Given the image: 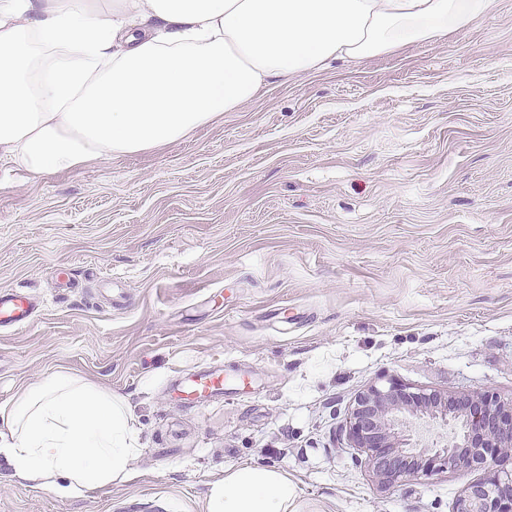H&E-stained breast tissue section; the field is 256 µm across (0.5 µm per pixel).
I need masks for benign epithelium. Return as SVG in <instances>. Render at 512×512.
Masks as SVG:
<instances>
[{
  "label": "benign epithelium",
  "instance_id": "benign-epithelium-1",
  "mask_svg": "<svg viewBox=\"0 0 512 512\" xmlns=\"http://www.w3.org/2000/svg\"><path fill=\"white\" fill-rule=\"evenodd\" d=\"M408 417L459 420V438L442 448L404 449L395 427ZM347 427L351 447L366 453L365 463L384 489L448 470L483 468L485 448L491 455L512 456V402L489 394L449 398L435 391L411 392L393 381L386 388L372 385L356 398ZM455 512H512V471L469 483Z\"/></svg>",
  "mask_w": 512,
  "mask_h": 512
}]
</instances>
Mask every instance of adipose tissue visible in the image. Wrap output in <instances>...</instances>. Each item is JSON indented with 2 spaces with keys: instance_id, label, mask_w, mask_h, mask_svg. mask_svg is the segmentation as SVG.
<instances>
[{
  "instance_id": "ef3b65f1",
  "label": "adipose tissue",
  "mask_w": 512,
  "mask_h": 512,
  "mask_svg": "<svg viewBox=\"0 0 512 512\" xmlns=\"http://www.w3.org/2000/svg\"><path fill=\"white\" fill-rule=\"evenodd\" d=\"M495 0H0V156L33 175L184 139L267 85L438 42ZM127 396L64 369L0 404V463L60 493L126 482ZM273 468L214 479L207 512H293Z\"/></svg>"
}]
</instances>
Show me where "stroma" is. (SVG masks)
<instances>
[{"label": "stroma", "instance_id": "1", "mask_svg": "<svg viewBox=\"0 0 512 512\" xmlns=\"http://www.w3.org/2000/svg\"><path fill=\"white\" fill-rule=\"evenodd\" d=\"M0 289L42 304L0 334V403L63 368L128 396L143 446L134 480L70 495L0 467V512H205L245 463L287 474L297 512H453L486 470L381 489L347 418L392 380L512 400V0L157 149L0 159ZM210 366L248 392L171 399Z\"/></svg>", "mask_w": 512, "mask_h": 512}]
</instances>
